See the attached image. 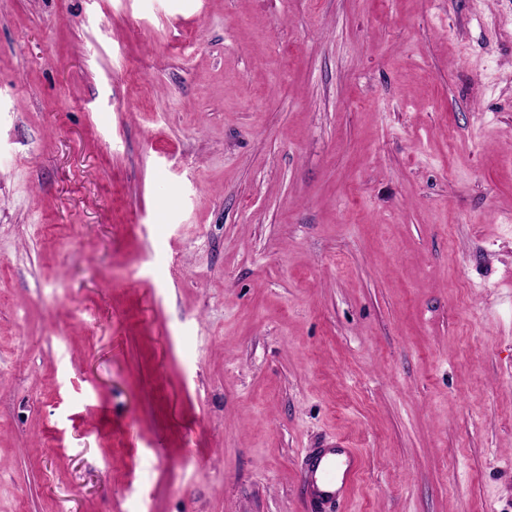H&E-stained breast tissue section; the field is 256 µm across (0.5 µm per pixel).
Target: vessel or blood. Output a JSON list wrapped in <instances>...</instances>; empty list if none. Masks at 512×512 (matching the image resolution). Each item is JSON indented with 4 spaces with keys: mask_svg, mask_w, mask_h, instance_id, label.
<instances>
[{
    "mask_svg": "<svg viewBox=\"0 0 512 512\" xmlns=\"http://www.w3.org/2000/svg\"><path fill=\"white\" fill-rule=\"evenodd\" d=\"M302 465L301 492L309 512H335L358 475L360 460L335 438L326 447L308 450Z\"/></svg>",
    "mask_w": 512,
    "mask_h": 512,
    "instance_id": "vessel-or-blood-1",
    "label": "vessel or blood"
}]
</instances>
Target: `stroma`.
Listing matches in <instances>:
<instances>
[{"mask_svg": "<svg viewBox=\"0 0 512 512\" xmlns=\"http://www.w3.org/2000/svg\"><path fill=\"white\" fill-rule=\"evenodd\" d=\"M512 512V0H0V512ZM301 492L309 512H334L360 468V460L341 439L311 448L303 457Z\"/></svg>", "mask_w": 512, "mask_h": 512, "instance_id": "obj_1", "label": "stroma"}]
</instances>
